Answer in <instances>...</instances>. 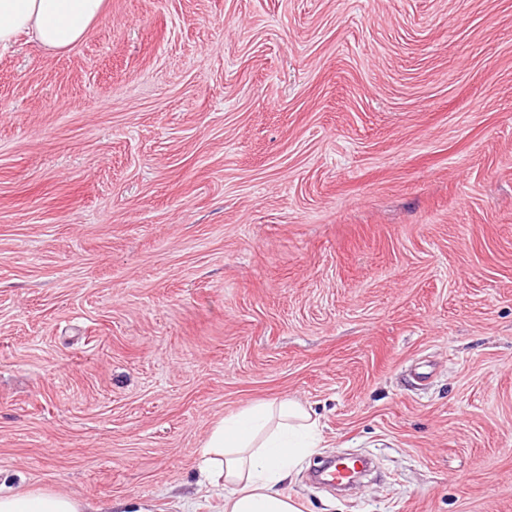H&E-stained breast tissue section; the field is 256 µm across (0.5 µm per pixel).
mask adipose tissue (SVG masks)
Wrapping results in <instances>:
<instances>
[{"label":"adipose tissue","instance_id":"adipose-tissue-1","mask_svg":"<svg viewBox=\"0 0 512 512\" xmlns=\"http://www.w3.org/2000/svg\"><path fill=\"white\" fill-rule=\"evenodd\" d=\"M105 0H0V46L26 35L65 52L82 40ZM315 420L292 398L264 401L224 416L200 450L207 485L223 489V512H299L280 490L314 448ZM0 512H101L92 503L51 490L0 492Z\"/></svg>","mask_w":512,"mask_h":512}]
</instances>
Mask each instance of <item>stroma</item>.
Segmentation results:
<instances>
[{"label":"stroma","mask_w":512,"mask_h":512,"mask_svg":"<svg viewBox=\"0 0 512 512\" xmlns=\"http://www.w3.org/2000/svg\"><path fill=\"white\" fill-rule=\"evenodd\" d=\"M285 396L301 512H512V0H106L0 47V483L220 512L209 429Z\"/></svg>","instance_id":"stroma-1"}]
</instances>
